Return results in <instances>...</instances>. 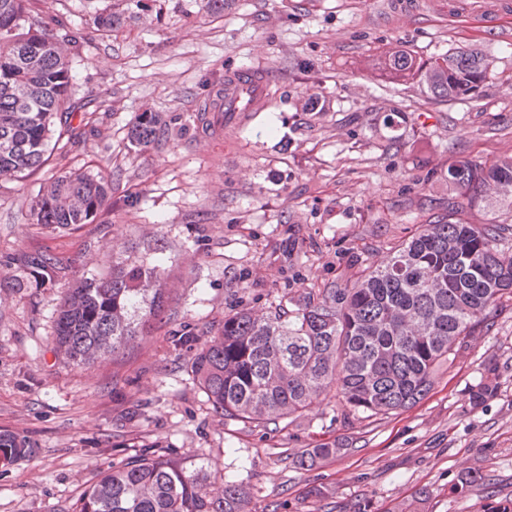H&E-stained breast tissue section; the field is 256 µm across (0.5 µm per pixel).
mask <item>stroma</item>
Here are the masks:
<instances>
[{"label":"stroma","instance_id":"1","mask_svg":"<svg viewBox=\"0 0 512 512\" xmlns=\"http://www.w3.org/2000/svg\"><path fill=\"white\" fill-rule=\"evenodd\" d=\"M29 4L73 39L75 113L61 128L66 154L0 180V278L19 251L48 253L68 273L51 288L0 290V428L37 444L0 468V512H72L100 468L149 453L206 464L211 487L242 482L254 512H512V302L424 399L370 419L341 414L331 396L264 428L215 414L192 377L193 348L177 342L218 335L234 311L288 312L309 289L343 287L423 224L512 228V208L468 205L448 185L450 161L512 157V15L470 23L498 0H229L220 14L160 0L113 38L92 23L112 0ZM464 45L491 61L472 97L436 100L376 66L392 46L426 59ZM244 67L267 73V105L203 132L202 105ZM146 106L169 130L134 151L126 134ZM80 167L110 173L113 198L133 205L76 231L32 224L40 183ZM118 257L163 266L170 318L138 346L74 367L55 351L56 310L73 279ZM319 441L343 455L299 468ZM473 470L483 480L469 487ZM314 485L324 497H307Z\"/></svg>","mask_w":512,"mask_h":512}]
</instances>
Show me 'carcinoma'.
<instances>
[{
	"instance_id": "1",
	"label": "carcinoma",
	"mask_w": 512,
	"mask_h": 512,
	"mask_svg": "<svg viewBox=\"0 0 512 512\" xmlns=\"http://www.w3.org/2000/svg\"><path fill=\"white\" fill-rule=\"evenodd\" d=\"M28 0H0V179H19L44 162L56 124H67L71 75L66 34L47 30ZM92 22L102 35L118 36L129 20L152 11L158 0H124ZM380 71L412 83L435 99L473 95L491 62L479 48L458 47L426 60L405 49L379 56ZM161 117L141 112L128 131L135 148L159 140ZM448 183L473 205L490 200L512 207V158L492 164L455 160ZM112 179L71 169L43 184L31 202L36 224L71 229L113 206ZM504 228L460 221L424 224L419 233L368 266L342 288L310 289L286 316L242 310L224 317L221 332L197 346L191 372L212 410L257 427L294 421L328 393L361 418L409 408L430 391L435 374L469 342L488 330L498 301L512 294V250L499 247ZM12 263L28 283L51 288L65 276L51 255L19 251ZM167 316L164 274L157 266L117 262L67 289L56 321V349L86 368L112 352L153 335ZM28 436L0 429V467L34 453ZM336 442L305 448L303 469L341 455ZM203 466L167 455L141 456L99 471L75 512H251L252 494L226 481L211 489Z\"/></svg>"
}]
</instances>
